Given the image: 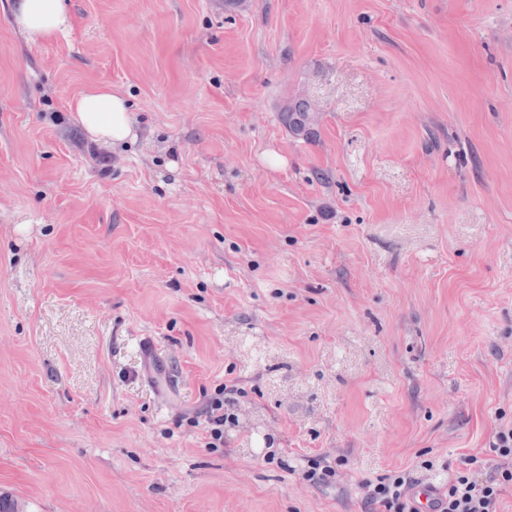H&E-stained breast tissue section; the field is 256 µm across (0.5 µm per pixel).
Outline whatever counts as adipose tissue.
Instances as JSON below:
<instances>
[{
    "label": "adipose tissue",
    "mask_w": 512,
    "mask_h": 512,
    "mask_svg": "<svg viewBox=\"0 0 512 512\" xmlns=\"http://www.w3.org/2000/svg\"><path fill=\"white\" fill-rule=\"evenodd\" d=\"M12 21L29 41H45L70 25L66 0H13ZM73 110L89 136L100 143H120L131 134L123 95L102 85L76 98Z\"/></svg>",
    "instance_id": "1"
}]
</instances>
